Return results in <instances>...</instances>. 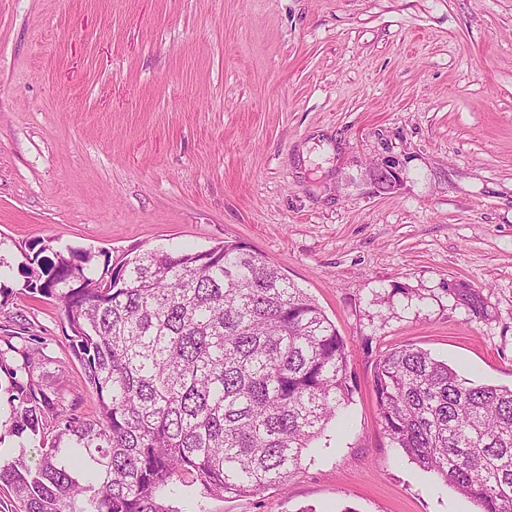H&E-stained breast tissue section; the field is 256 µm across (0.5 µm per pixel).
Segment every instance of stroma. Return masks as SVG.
I'll use <instances>...</instances> for the list:
<instances>
[{
  "instance_id": "35a3bbf8",
  "label": "stroma",
  "mask_w": 512,
  "mask_h": 512,
  "mask_svg": "<svg viewBox=\"0 0 512 512\" xmlns=\"http://www.w3.org/2000/svg\"><path fill=\"white\" fill-rule=\"evenodd\" d=\"M38 239L243 243L347 343L353 398L287 487L174 512H478L391 445L373 373L414 345L512 387V0H0V324L90 416L24 287Z\"/></svg>"
}]
</instances>
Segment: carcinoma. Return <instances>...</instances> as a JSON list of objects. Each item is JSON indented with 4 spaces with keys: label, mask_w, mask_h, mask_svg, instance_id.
<instances>
[{
    "label": "carcinoma",
    "mask_w": 512,
    "mask_h": 512,
    "mask_svg": "<svg viewBox=\"0 0 512 512\" xmlns=\"http://www.w3.org/2000/svg\"><path fill=\"white\" fill-rule=\"evenodd\" d=\"M25 288L55 298L71 355L98 398L86 418L38 375L37 336L4 326L12 435L0 463L12 512H174L167 495H257L287 483L346 406L347 344L302 289L240 242L143 250L28 245ZM52 256H46V253ZM384 433L479 512H512V388L474 384L416 347L373 376Z\"/></svg>",
    "instance_id": "carcinoma-1"
}]
</instances>
